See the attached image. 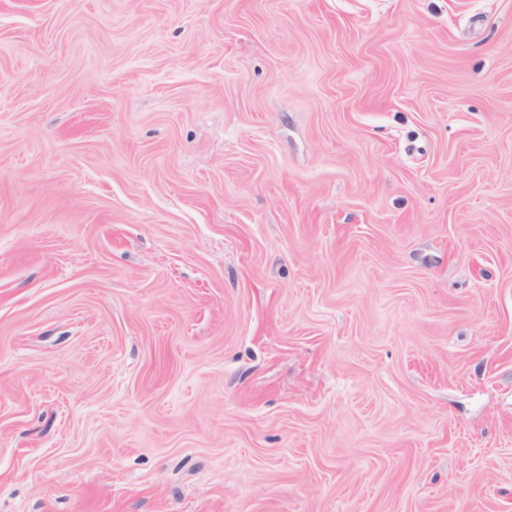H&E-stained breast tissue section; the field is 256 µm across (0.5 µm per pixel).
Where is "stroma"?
Listing matches in <instances>:
<instances>
[{
  "label": "stroma",
  "mask_w": 512,
  "mask_h": 512,
  "mask_svg": "<svg viewBox=\"0 0 512 512\" xmlns=\"http://www.w3.org/2000/svg\"><path fill=\"white\" fill-rule=\"evenodd\" d=\"M0 512H512V0H0Z\"/></svg>",
  "instance_id": "obj_1"
}]
</instances>
